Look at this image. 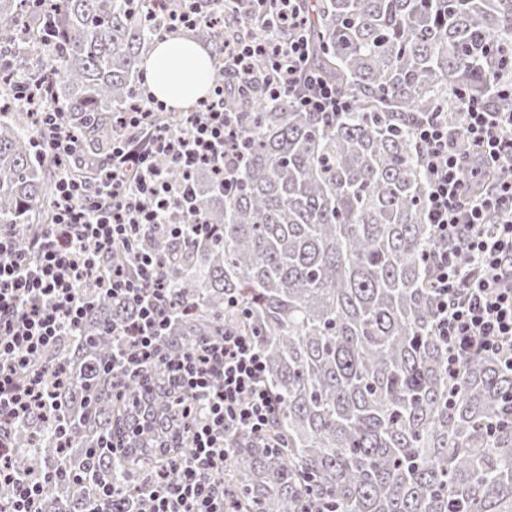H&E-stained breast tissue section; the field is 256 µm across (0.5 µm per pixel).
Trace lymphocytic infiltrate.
Segmentation results:
<instances>
[{
  "label": "lymphocytic infiltrate",
  "mask_w": 512,
  "mask_h": 512,
  "mask_svg": "<svg viewBox=\"0 0 512 512\" xmlns=\"http://www.w3.org/2000/svg\"><path fill=\"white\" fill-rule=\"evenodd\" d=\"M279 5L261 36L249 16L238 18L240 32L224 42V65L239 90H248L255 64H262L261 89L272 101L291 100L303 112H345L348 99L309 65L306 24L296 0ZM293 30L284 39L282 29ZM48 82L23 87L17 105L34 110L48 137L40 156L62 163L77 149L61 111H41ZM461 132L479 150L467 165L449 143L448 124L439 113L413 121L415 145L428 174L426 213L438 247L430 285L435 293V334L448 348V374L456 376L473 356L499 355L512 369V110L490 100L463 96ZM166 107L151 94H139L122 118L123 132L112 145L102 183L88 186L60 171L55 184L52 224L38 239V258L16 251L9 232L0 230V488L10 490L0 512H39L41 481L12 466L5 437L11 427L53 405L49 385L34 364L61 337L73 334L86 313L79 294L96 283L129 299L134 315L112 332L118 345L116 367L125 377H144L163 368L174 392L199 413L191 448L162 458L148 482L137 485L139 512H237L233 494L219 479L228 460V436L244 431L267 436L282 401L263 382L266 362L254 337L232 330L195 342L166 360L159 353L173 308L159 258L131 251L130 265L101 274L102 259L127 247L141 230L164 227L175 238L208 233L198 217L191 173L209 167L224 185H233L245 160L239 123L216 86L178 127L158 122ZM167 156L184 178L172 182L155 165ZM505 173L493 191L473 199L467 181L484 170ZM496 213L497 223L486 221Z\"/></svg>",
  "instance_id": "f902f5d3"
}]
</instances>
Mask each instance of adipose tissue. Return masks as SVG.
<instances>
[{"mask_svg": "<svg viewBox=\"0 0 512 512\" xmlns=\"http://www.w3.org/2000/svg\"><path fill=\"white\" fill-rule=\"evenodd\" d=\"M141 68L151 94L175 111L205 98L211 87V60L199 43L175 37L157 43Z\"/></svg>", "mask_w": 512, "mask_h": 512, "instance_id": "ef3b65f1", "label": "adipose tissue"}]
</instances>
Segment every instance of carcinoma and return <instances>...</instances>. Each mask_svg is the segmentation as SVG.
I'll return each mask as SVG.
<instances>
[{
	"label": "carcinoma",
	"mask_w": 512,
	"mask_h": 512,
	"mask_svg": "<svg viewBox=\"0 0 512 512\" xmlns=\"http://www.w3.org/2000/svg\"><path fill=\"white\" fill-rule=\"evenodd\" d=\"M0 0V227L36 259L33 225L52 218L53 182L16 106L18 84L53 73L48 101L79 138L66 162L95 183L134 102L143 52L168 37L143 0ZM311 63L346 95L348 112H302L224 77L223 38L212 82L240 116L246 163L230 192L206 167L192 174L210 233L143 232L173 289L161 350L176 357L233 328L254 337L265 383L282 399L273 448L230 436L225 474L240 512H300L317 498L336 512H512V371L492 353L448 377L435 336L426 169L412 138L419 112H445L453 146L459 94H492L512 79L495 57L512 50V0H303ZM52 40L34 70L25 54ZM79 329L46 363L58 411L11 429L13 467L52 477L40 512H88L103 482L121 487L113 512H135L128 484L154 475L156 454L190 443L188 409L161 372L153 391L112 380V327L133 303L92 286ZM453 404H448V394Z\"/></svg>",
	"instance_id": "carcinoma-1"
}]
</instances>
